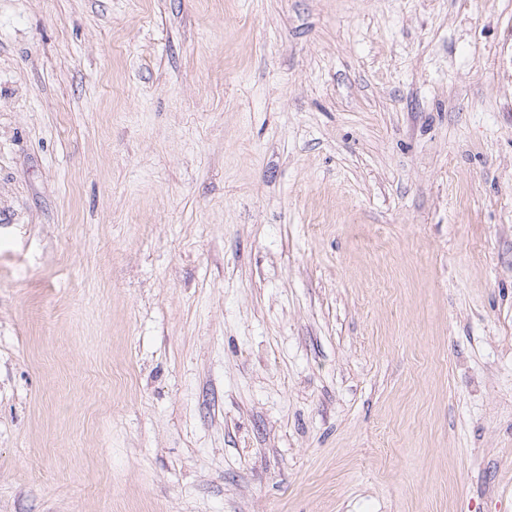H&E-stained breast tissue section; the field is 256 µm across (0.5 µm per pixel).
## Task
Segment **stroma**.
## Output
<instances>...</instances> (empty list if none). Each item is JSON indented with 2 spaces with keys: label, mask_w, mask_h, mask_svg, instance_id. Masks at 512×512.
I'll return each instance as SVG.
<instances>
[{
  "label": "stroma",
  "mask_w": 512,
  "mask_h": 512,
  "mask_svg": "<svg viewBox=\"0 0 512 512\" xmlns=\"http://www.w3.org/2000/svg\"><path fill=\"white\" fill-rule=\"evenodd\" d=\"M0 512H512V0H0Z\"/></svg>",
  "instance_id": "35a3bbf8"
}]
</instances>
